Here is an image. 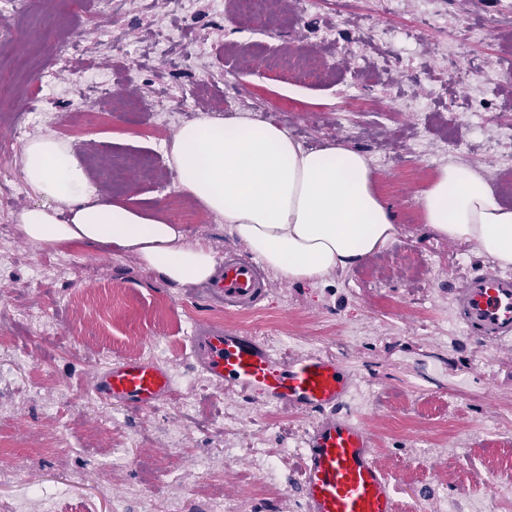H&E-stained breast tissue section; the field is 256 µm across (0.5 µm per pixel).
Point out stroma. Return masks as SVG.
<instances>
[{
    "instance_id": "obj_1",
    "label": "stroma",
    "mask_w": 512,
    "mask_h": 512,
    "mask_svg": "<svg viewBox=\"0 0 512 512\" xmlns=\"http://www.w3.org/2000/svg\"><path fill=\"white\" fill-rule=\"evenodd\" d=\"M478 27L487 38L472 39ZM0 28L12 33L0 58L14 62L0 70V124L27 125L0 156V470L14 475L0 483V512H40L50 496L90 512H202L217 492L235 512H307L300 450L318 412L211 384L189 352L202 322L340 361L368 390L341 413L373 434L397 512H512V342L461 334L453 303L463 274L499 266L432 236L416 201L458 163L512 205L501 187L512 142L497 143L498 164L485 154L512 122V0H346L341 13L336 0H276L261 14L238 0H28L20 20L0 8ZM70 28L79 49L57 58L54 36ZM404 96L418 111L396 109ZM89 100L90 124L79 117ZM163 112L266 121L306 150L361 152L400 234L320 281L267 271L266 296L247 311L172 286L132 254L20 234L21 212L41 201L22 152L53 130L100 192L160 211L216 260L245 254L223 219L178 190L165 155L177 125ZM140 358L168 368L170 401L136 410L94 396L95 376ZM214 415L223 429L208 428Z\"/></svg>"
}]
</instances>
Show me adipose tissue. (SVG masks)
<instances>
[{"label": "adipose tissue", "mask_w": 512, "mask_h": 512, "mask_svg": "<svg viewBox=\"0 0 512 512\" xmlns=\"http://www.w3.org/2000/svg\"><path fill=\"white\" fill-rule=\"evenodd\" d=\"M167 156L179 190L291 280L316 281L360 266L400 232L366 157L351 148L306 150L267 122L204 117L173 133ZM22 174L42 198L19 216L29 241L108 245L174 285L213 275L208 246L185 244L180 225L100 195L72 146L54 132L27 143ZM419 202L433 235L474 243L501 267L512 266V208L474 170L443 166Z\"/></svg>", "instance_id": "adipose-tissue-1"}]
</instances>
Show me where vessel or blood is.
I'll list each match as a JSON object with an SVG mask.
<instances>
[{
	"label": "vessel or blood",
	"instance_id": "obj_1",
	"mask_svg": "<svg viewBox=\"0 0 512 512\" xmlns=\"http://www.w3.org/2000/svg\"><path fill=\"white\" fill-rule=\"evenodd\" d=\"M227 307L253 308L264 295V271L253 260L228 256L204 288ZM458 320L479 342L512 340V275L471 273L454 294ZM192 352L200 371L254 401L286 410H323L308 431L300 481L308 512H396L392 480L377 461L373 434L336 416L353 378L333 356L275 351L257 337L220 326L199 325ZM101 399L141 409L166 402L173 381L160 364L139 359L114 364L92 382Z\"/></svg>",
	"mask_w": 512,
	"mask_h": 512
}]
</instances>
